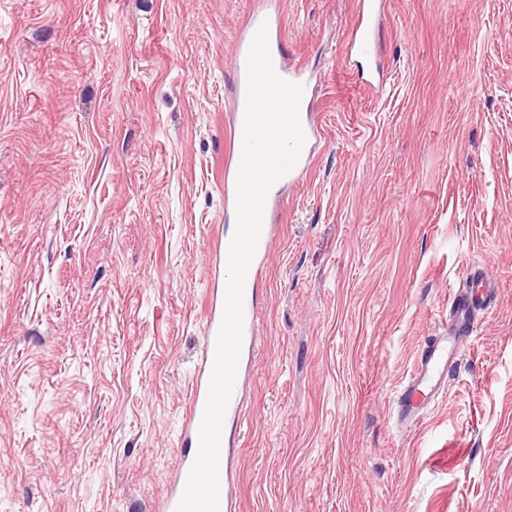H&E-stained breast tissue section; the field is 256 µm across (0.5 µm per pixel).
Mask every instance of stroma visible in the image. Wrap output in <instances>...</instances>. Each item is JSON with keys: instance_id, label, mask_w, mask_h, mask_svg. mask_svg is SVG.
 I'll return each mask as SVG.
<instances>
[{"instance_id": "1", "label": "stroma", "mask_w": 512, "mask_h": 512, "mask_svg": "<svg viewBox=\"0 0 512 512\" xmlns=\"http://www.w3.org/2000/svg\"><path fill=\"white\" fill-rule=\"evenodd\" d=\"M325 131L272 215L237 512H512V0H278ZM254 0H0V512H160L224 216ZM480 311L421 426L393 401L448 298ZM383 13V0L355 1L354 21L344 42L347 58L376 59Z\"/></svg>"}]
</instances>
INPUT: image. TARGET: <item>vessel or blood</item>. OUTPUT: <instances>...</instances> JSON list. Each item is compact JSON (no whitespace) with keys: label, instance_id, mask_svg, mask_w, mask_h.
I'll use <instances>...</instances> for the list:
<instances>
[{"label":"vessel or blood","instance_id":"vessel-or-blood-1","mask_svg":"<svg viewBox=\"0 0 512 512\" xmlns=\"http://www.w3.org/2000/svg\"><path fill=\"white\" fill-rule=\"evenodd\" d=\"M384 13V0H356L354 21L344 42L346 57L376 59L380 36V21ZM267 27L268 44L274 68L279 76L304 88L300 104V121L305 144L295 166L281 179L280 186L272 187L265 206L273 208L279 198L281 185L294 183L307 175L312 149L323 139V129L316 120L311 102L320 79L307 70L288 63L283 50L281 22L275 0L252 11L246 22L238 28L234 49V78L231 86L232 116L230 135L236 142L243 139L246 107V61L252 39L259 27ZM241 152L236 147L224 155V209L236 211V180ZM231 239L216 233L210 245L211 282L207 295L206 336L199 365L194 374L191 398L184 411L182 444L188 453L180 467L166 500L167 512H175L183 494L189 471L198 451V433L206 403L209 380L215 354L216 340L221 325L226 291V270ZM272 242L269 227H262L244 284L242 350L250 354L255 350V324L257 312L253 281L260 271L263 257ZM495 282L486 269L471 271L465 288L457 291L450 302L448 326L443 332L426 337L418 351L417 360L408 381L399 389L395 407L398 420L416 427L423 420V412L448 387V372L457 357L471 340L474 318L478 311L488 308L493 301ZM229 440H222L220 449V512H235V484L229 464Z\"/></svg>","mask_w":512,"mask_h":512}]
</instances>
